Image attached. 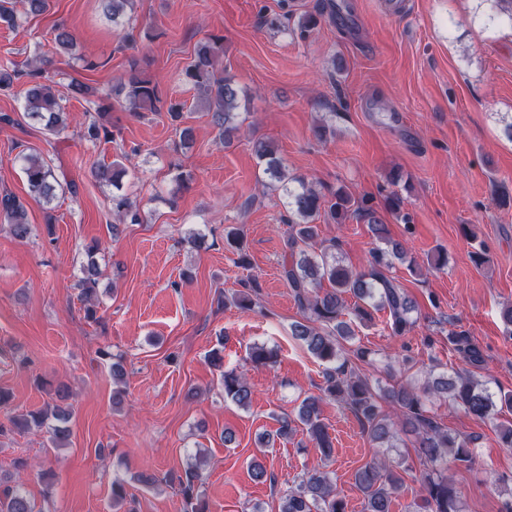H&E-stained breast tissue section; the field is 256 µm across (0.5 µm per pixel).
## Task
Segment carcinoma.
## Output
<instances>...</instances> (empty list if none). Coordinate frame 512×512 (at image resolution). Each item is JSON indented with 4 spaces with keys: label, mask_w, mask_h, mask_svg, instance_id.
<instances>
[{
    "label": "carcinoma",
    "mask_w": 512,
    "mask_h": 512,
    "mask_svg": "<svg viewBox=\"0 0 512 512\" xmlns=\"http://www.w3.org/2000/svg\"><path fill=\"white\" fill-rule=\"evenodd\" d=\"M99 2L103 13L116 21L128 15L134 0ZM484 2L489 5L491 20L512 25V0ZM48 8L49 0H0V22L13 27L18 13L39 16ZM75 42V35L65 25H56L54 43L59 49L68 53L73 50ZM223 57L224 38L209 35L196 45L182 76L184 83L196 91L198 105L211 116L220 136L230 141L239 131L236 124L239 89L233 77L220 68ZM46 64L47 60L39 58L29 61L24 68L0 67V92L9 93L15 84L25 83V111L39 120L47 133L56 135L67 127V113L62 94L49 83ZM117 95L123 97L124 108L130 112H157L162 103L157 83L134 67L120 81ZM109 109V105L98 106V112L84 122L85 140L95 144L113 138L114 131L108 127L107 121ZM255 154L263 174L276 182L277 189L288 199L286 223L291 234L281 264L282 276L303 313V319L292 325V335L324 365L321 393L303 399L296 419H281L277 435L288 436L294 430L293 423L298 422L324 453H330L333 444L321 419V404L326 399H333L353 414L362 431L378 448L398 447L401 431L414 434V451L420 465L415 481L420 484L426 512H461L457 491L444 475V465L450 458L470 465L474 461L475 438H463L443 428L428 415L427 404L434 398L444 399L451 407L467 415L481 420L493 419L505 409L512 411V393L495 395L468 370L470 366L481 367L485 358L481 348L463 331L448 332V345L460 355L466 368L437 375L421 385L412 381L387 388L372 384V380L360 372L361 367L373 365L371 351L357 346L347 353L343 343L354 338L353 324L371 321L374 311H389L391 330L396 336H403L415 327L418 320L416 302L385 275L393 261L405 260L403 242L389 236L386 225L379 221L368 200L356 199L343 189L328 198L304 180L289 176L277 149L269 143H257ZM22 161L30 194L50 203L55 197L56 186L48 161L38 153L25 154ZM91 174L96 182L116 189L111 198L112 214L116 220L112 231H117L118 224L126 221L140 223V210L127 195L121 193L122 181L127 175L122 164L118 161L100 163L92 168ZM322 213L336 224L345 223L353 215L367 221L371 233L384 247L372 250L365 270L352 271L344 266L336 257L337 242L328 246L318 243L319 225L315 224V218ZM0 219L17 239L24 240L32 233L24 203L10 193L0 194ZM99 250L96 241L85 246L88 261L77 282L80 297L86 302V318L96 322L99 318L92 299L99 283V270L94 259ZM325 281L329 284L327 288L322 287ZM259 288L260 284L255 279L244 284V290L233 298L237 308L252 310L253 295ZM350 297L354 299L351 304L348 303ZM250 359L253 364L266 367L274 363V354L264 346L255 345L251 348ZM220 383L224 399L241 408L250 405L252 391L245 375L224 371ZM55 396L56 402L48 412L30 411L13 416L8 419L7 427L0 423V435L8 428L21 432L33 426L43 427L52 418L57 422L51 427L55 447L67 445L70 435L66 426L70 415L69 394L65 388L59 387ZM385 402L395 408L398 421H393L384 412ZM201 481L197 465L179 476L183 512H206L198 494ZM355 481L364 495V512H391L393 497L405 483L400 465H394L385 458L358 469ZM0 512L38 510L22 487L17 485L0 488ZM279 512H346L344 500L336 493L335 474L323 470L309 473L297 488L280 498Z\"/></svg>",
    "instance_id": "cac0c4a2"
}]
</instances>
